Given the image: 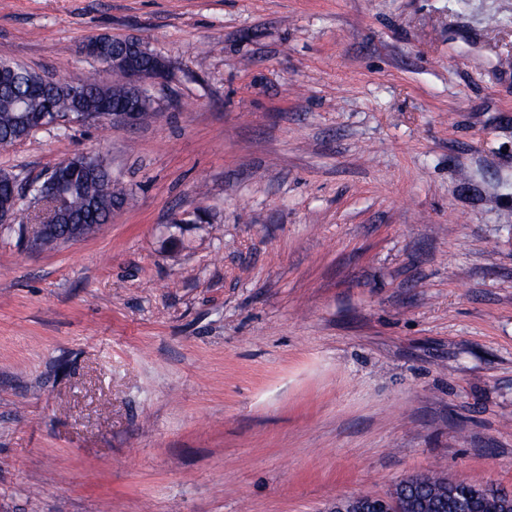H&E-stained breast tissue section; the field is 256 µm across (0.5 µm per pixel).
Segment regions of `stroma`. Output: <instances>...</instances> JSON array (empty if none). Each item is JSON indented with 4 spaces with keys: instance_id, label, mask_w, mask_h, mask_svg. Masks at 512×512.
Wrapping results in <instances>:
<instances>
[{
    "instance_id": "35a3bbf8",
    "label": "stroma",
    "mask_w": 512,
    "mask_h": 512,
    "mask_svg": "<svg viewBox=\"0 0 512 512\" xmlns=\"http://www.w3.org/2000/svg\"><path fill=\"white\" fill-rule=\"evenodd\" d=\"M170 64L103 155L134 197L0 228V512H328L439 471L512 491V0H0V60Z\"/></svg>"
}]
</instances>
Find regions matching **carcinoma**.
I'll return each instance as SVG.
<instances>
[{"mask_svg": "<svg viewBox=\"0 0 512 512\" xmlns=\"http://www.w3.org/2000/svg\"><path fill=\"white\" fill-rule=\"evenodd\" d=\"M101 60L107 64L102 72L104 80L95 73L82 78V84L56 80L43 87L41 75L19 65L11 64L12 72L0 79V147L27 138L33 131L62 125L74 120L80 112L98 111L100 100L107 96L140 104L143 112L152 109L149 96L139 97L123 82L126 66L151 67L157 54L148 49L129 51L127 42L120 38L99 36ZM95 175L90 181L77 180L69 188L67 210L73 224L107 222L112 207L125 205L129 193L116 187L111 170L101 156H88ZM395 491L405 493L413 501L412 512H512V499L499 496L501 489L492 484L474 488L441 473L430 472L400 482Z\"/></svg>", "mask_w": 512, "mask_h": 512, "instance_id": "1", "label": "carcinoma"}]
</instances>
